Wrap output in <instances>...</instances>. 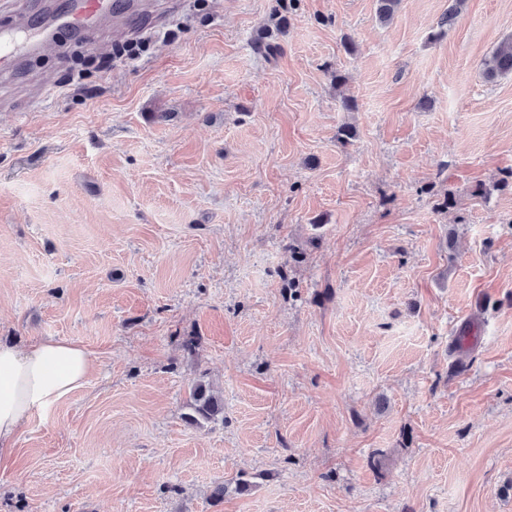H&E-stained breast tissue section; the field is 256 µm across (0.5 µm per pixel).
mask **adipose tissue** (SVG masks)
<instances>
[{"instance_id":"obj_1","label":"adipose tissue","mask_w":512,"mask_h":512,"mask_svg":"<svg viewBox=\"0 0 512 512\" xmlns=\"http://www.w3.org/2000/svg\"><path fill=\"white\" fill-rule=\"evenodd\" d=\"M92 367L88 349L70 340L50 336L23 349L0 344V457L35 412L83 387Z\"/></svg>"}]
</instances>
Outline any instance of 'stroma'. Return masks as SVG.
Wrapping results in <instances>:
<instances>
[{
    "mask_svg": "<svg viewBox=\"0 0 512 512\" xmlns=\"http://www.w3.org/2000/svg\"><path fill=\"white\" fill-rule=\"evenodd\" d=\"M275 6L152 0L138 55L0 79V342L94 362L0 512H512V0L437 41L448 0H296L269 57ZM483 70L487 79L512 73V37L502 40L492 54L484 59ZM190 412L189 422L200 425L202 422H214L224 417V400L213 385L203 380H196L190 391L187 404Z\"/></svg>",
    "mask_w": 512,
    "mask_h": 512,
    "instance_id": "35a3bbf8",
    "label": "stroma"
}]
</instances>
